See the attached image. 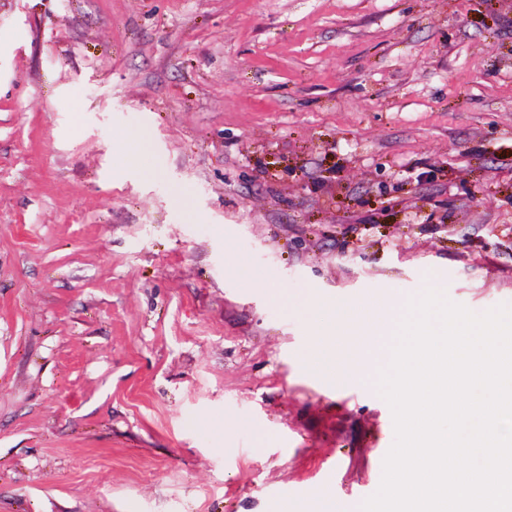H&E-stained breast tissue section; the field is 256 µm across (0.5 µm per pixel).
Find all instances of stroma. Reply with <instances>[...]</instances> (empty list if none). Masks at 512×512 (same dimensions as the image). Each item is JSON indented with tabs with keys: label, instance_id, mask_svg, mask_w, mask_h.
<instances>
[{
	"label": "stroma",
	"instance_id": "35a3bbf8",
	"mask_svg": "<svg viewBox=\"0 0 512 512\" xmlns=\"http://www.w3.org/2000/svg\"><path fill=\"white\" fill-rule=\"evenodd\" d=\"M512 304V0H0V512H360L340 305Z\"/></svg>",
	"mask_w": 512,
	"mask_h": 512
}]
</instances>
